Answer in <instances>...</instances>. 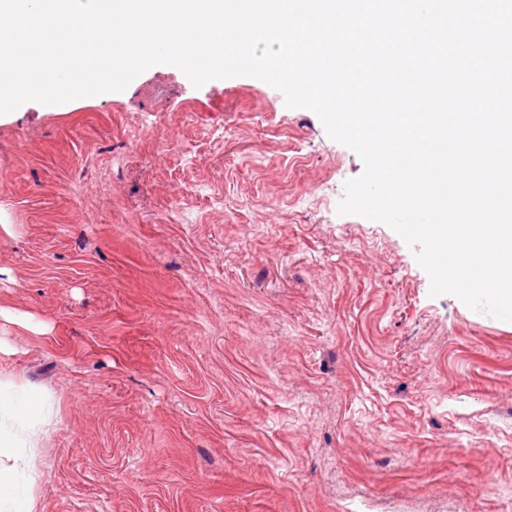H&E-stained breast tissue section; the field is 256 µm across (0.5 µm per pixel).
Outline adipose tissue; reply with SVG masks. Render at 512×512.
Segmentation results:
<instances>
[{
    "label": "adipose tissue",
    "mask_w": 512,
    "mask_h": 512,
    "mask_svg": "<svg viewBox=\"0 0 512 512\" xmlns=\"http://www.w3.org/2000/svg\"><path fill=\"white\" fill-rule=\"evenodd\" d=\"M12 375L0 379V512H40L34 460L46 437L48 396L16 398Z\"/></svg>",
    "instance_id": "1"
}]
</instances>
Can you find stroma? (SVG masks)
Masks as SVG:
<instances>
[{
    "label": "stroma",
    "mask_w": 512,
    "mask_h": 512,
    "mask_svg": "<svg viewBox=\"0 0 512 512\" xmlns=\"http://www.w3.org/2000/svg\"><path fill=\"white\" fill-rule=\"evenodd\" d=\"M359 155L251 76L0 116V369L41 512H512V322L337 207Z\"/></svg>",
    "instance_id": "35a3bbf8"
}]
</instances>
